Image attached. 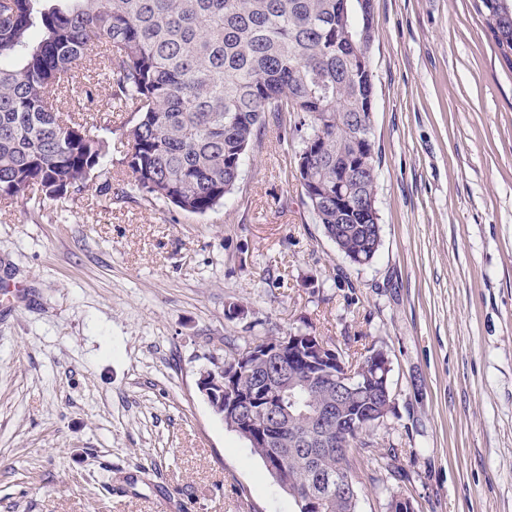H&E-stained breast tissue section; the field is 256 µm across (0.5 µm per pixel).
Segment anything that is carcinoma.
<instances>
[{
	"label": "carcinoma",
	"mask_w": 512,
	"mask_h": 512,
	"mask_svg": "<svg viewBox=\"0 0 512 512\" xmlns=\"http://www.w3.org/2000/svg\"><path fill=\"white\" fill-rule=\"evenodd\" d=\"M479 0L500 53L512 66V10ZM362 22L360 0H0V198L45 200L95 188L112 195V145L91 112L95 85L77 63L101 58L111 102L130 114L120 151L130 182L151 203L205 214L237 185L248 149L269 112H286L307 150L303 194L336 192L355 162L352 121H368L374 91L371 56L345 38ZM377 181H349L346 202L309 204L316 223L350 263L368 265L382 226L349 202L376 192ZM292 411L260 459L288 460L293 512H345L328 483L336 463L352 464L360 435L328 448H302L301 416L336 400L304 388L296 360L280 375ZM347 414L385 404L381 382L367 377L345 398Z\"/></svg>",
	"instance_id": "obj_1"
}]
</instances>
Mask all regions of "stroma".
<instances>
[{"instance_id": "35a3bbf8", "label": "stroma", "mask_w": 512, "mask_h": 512, "mask_svg": "<svg viewBox=\"0 0 512 512\" xmlns=\"http://www.w3.org/2000/svg\"><path fill=\"white\" fill-rule=\"evenodd\" d=\"M372 21L370 265L315 223L284 114L203 215L117 164L118 197L0 201V512H293L197 381L227 341L300 331L390 362L358 512H512V65L475 0H373Z\"/></svg>"}]
</instances>
